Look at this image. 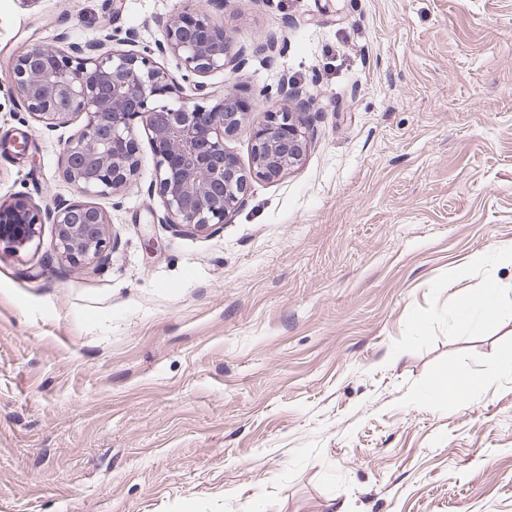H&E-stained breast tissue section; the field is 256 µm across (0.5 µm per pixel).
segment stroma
Listing matches in <instances>:
<instances>
[{"instance_id": "1", "label": "stroma", "mask_w": 512, "mask_h": 512, "mask_svg": "<svg viewBox=\"0 0 512 512\" xmlns=\"http://www.w3.org/2000/svg\"><path fill=\"white\" fill-rule=\"evenodd\" d=\"M184 5L0 0V74L64 36L152 42ZM188 5L247 60L211 101L236 89L253 123L290 81L307 151L194 233L162 223L141 130L136 187L94 199L105 267L49 224L0 245V512H512V320L457 311L512 282V0ZM71 133L0 85V203L77 200ZM471 373L468 401L424 395Z\"/></svg>"}]
</instances>
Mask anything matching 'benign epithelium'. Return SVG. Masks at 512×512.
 <instances>
[{"instance_id":"1","label":"benign epithelium","mask_w":512,"mask_h":512,"mask_svg":"<svg viewBox=\"0 0 512 512\" xmlns=\"http://www.w3.org/2000/svg\"><path fill=\"white\" fill-rule=\"evenodd\" d=\"M108 38L116 44L110 50L99 41L65 49L34 44L13 58L7 74L12 92L46 129L87 117L65 141L59 161L80 194L101 196L135 184L141 167L137 123L150 135L161 222L201 233L244 203L250 179L275 181L302 159L308 140L296 112H263L249 130L253 169L247 172L224 149V139L244 128L246 113L236 93L226 91L207 106L206 86L197 81L191 93L162 102L179 82L157 56L176 57L183 80L242 63L230 54L224 28L190 5L161 23L160 38L151 45L139 44L130 29ZM44 224L53 225L57 253L73 267L87 273L105 261L109 219L96 204L64 200L43 207L25 194L0 204V244L14 253L32 246Z\"/></svg>"}]
</instances>
